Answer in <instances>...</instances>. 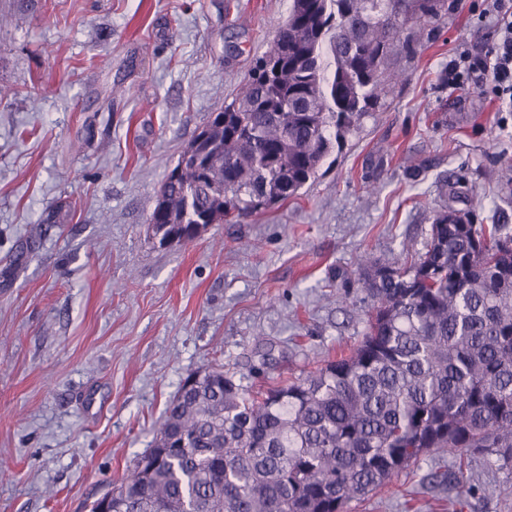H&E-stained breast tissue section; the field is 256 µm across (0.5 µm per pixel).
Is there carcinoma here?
Returning <instances> with one entry per match:
<instances>
[{"mask_svg": "<svg viewBox=\"0 0 512 512\" xmlns=\"http://www.w3.org/2000/svg\"><path fill=\"white\" fill-rule=\"evenodd\" d=\"M448 0H291L241 91L161 184L160 239L260 214L299 194L379 111ZM437 212L417 249L359 256L372 299L349 355L255 389L199 373L170 401L152 448L107 491L112 512H343L436 451L512 463V226Z\"/></svg>", "mask_w": 512, "mask_h": 512, "instance_id": "1", "label": "carcinoma"}]
</instances>
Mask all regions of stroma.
I'll return each mask as SVG.
<instances>
[{"mask_svg":"<svg viewBox=\"0 0 512 512\" xmlns=\"http://www.w3.org/2000/svg\"><path fill=\"white\" fill-rule=\"evenodd\" d=\"M491 0L448 17L380 111L278 208L160 243L157 193L229 103L289 0H0V512H88L133 469L186 378L298 377L352 351L370 299L353 261L424 244L460 180L512 225V112L448 85L497 42ZM129 87L113 96V85ZM345 512H512V465L433 453Z\"/></svg>","mask_w":512,"mask_h":512,"instance_id":"1","label":"stroma"}]
</instances>
